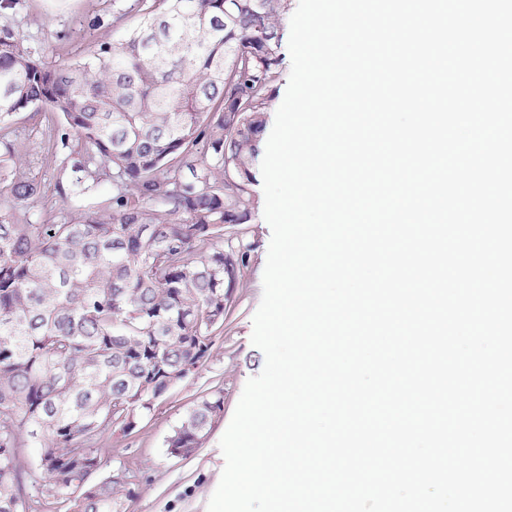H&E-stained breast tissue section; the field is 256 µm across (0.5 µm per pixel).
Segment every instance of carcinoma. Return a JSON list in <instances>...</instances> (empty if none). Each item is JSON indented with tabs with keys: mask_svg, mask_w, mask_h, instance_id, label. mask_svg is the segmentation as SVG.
<instances>
[{
	"mask_svg": "<svg viewBox=\"0 0 512 512\" xmlns=\"http://www.w3.org/2000/svg\"><path fill=\"white\" fill-rule=\"evenodd\" d=\"M288 0H134L136 27L93 59L48 66L0 29V127L32 107L52 128L62 224H34L41 185L0 135V512H113L127 476L92 482L98 441L192 375L244 268L251 161L281 63ZM128 11V12H130ZM128 12L114 14L117 24ZM110 184L93 209L78 202ZM203 396L168 440L192 456L221 416ZM43 484L25 493L29 449Z\"/></svg>",
	"mask_w": 512,
	"mask_h": 512,
	"instance_id": "1",
	"label": "carcinoma"
}]
</instances>
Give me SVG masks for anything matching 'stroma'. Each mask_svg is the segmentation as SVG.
<instances>
[{"instance_id":"obj_1","label":"stroma","mask_w":512,"mask_h":512,"mask_svg":"<svg viewBox=\"0 0 512 512\" xmlns=\"http://www.w3.org/2000/svg\"><path fill=\"white\" fill-rule=\"evenodd\" d=\"M115 0H21L13 9L0 8V28L23 32L27 45L43 62L59 64L86 60L94 47L118 42L135 17L113 26ZM98 26H91V19ZM61 34L63 53H49L44 45L47 32ZM24 145L27 175L43 186L34 203L31 220L37 224L63 221L67 209L51 185L55 173L49 163L51 132L45 111L33 108L16 114L10 124ZM256 206L249 224L243 225L237 246L249 249L250 263L232 292L223 329L212 335V351L197 372L170 389L154 407L144 412L131 434L120 432L102 440L109 469L133 470L132 499L115 512H207L210 498L220 482L225 458L219 442L228 428L247 380L258 375L265 362L261 350L253 346V316L263 294V272L271 240V229L263 217V187L259 165H252ZM222 391L224 410L199 450L188 458H174L167 452V441L202 396Z\"/></svg>"}]
</instances>
